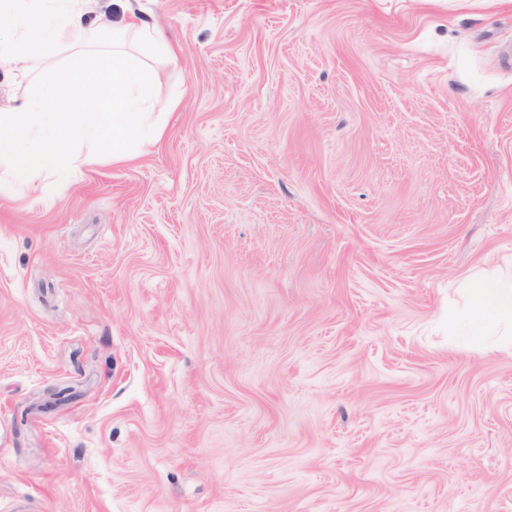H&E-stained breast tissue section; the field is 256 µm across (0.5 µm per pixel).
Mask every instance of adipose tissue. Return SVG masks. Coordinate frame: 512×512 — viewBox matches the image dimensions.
<instances>
[{
  "label": "adipose tissue",
  "mask_w": 512,
  "mask_h": 512,
  "mask_svg": "<svg viewBox=\"0 0 512 512\" xmlns=\"http://www.w3.org/2000/svg\"><path fill=\"white\" fill-rule=\"evenodd\" d=\"M88 0H0V70L21 69L30 90L0 106V192L21 186L37 197L60 193L82 170L133 159L159 141L153 115L160 63L179 47L151 21L93 14ZM68 53L60 69L54 55ZM469 319L506 330L512 346V289L484 280L470 291Z\"/></svg>",
  "instance_id": "1"
}]
</instances>
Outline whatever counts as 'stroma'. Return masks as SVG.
<instances>
[{
	"instance_id": "obj_1",
	"label": "stroma",
	"mask_w": 512,
	"mask_h": 512,
	"mask_svg": "<svg viewBox=\"0 0 512 512\" xmlns=\"http://www.w3.org/2000/svg\"><path fill=\"white\" fill-rule=\"evenodd\" d=\"M95 7L181 51L160 142L0 193V512H512V0ZM469 319L476 324L497 323L506 329L501 345L512 346V289L499 288L496 281L483 280L470 289Z\"/></svg>"
}]
</instances>
